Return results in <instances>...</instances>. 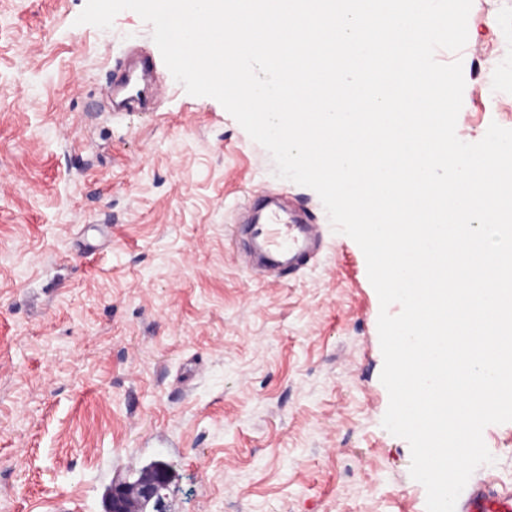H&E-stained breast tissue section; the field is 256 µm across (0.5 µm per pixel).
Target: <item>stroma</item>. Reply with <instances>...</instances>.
I'll list each match as a JSON object with an SVG mask.
<instances>
[{
	"label": "stroma",
	"mask_w": 512,
	"mask_h": 512,
	"mask_svg": "<svg viewBox=\"0 0 512 512\" xmlns=\"http://www.w3.org/2000/svg\"><path fill=\"white\" fill-rule=\"evenodd\" d=\"M0 0V512H105L154 460L165 512H426L409 444L381 421L379 299L318 194L166 66L147 108L100 91L130 46L125 10ZM456 133L512 129V0H473ZM274 192L320 225L298 272L257 273L231 228ZM473 479L512 492V422Z\"/></svg>",
	"instance_id": "stroma-1"
}]
</instances>
